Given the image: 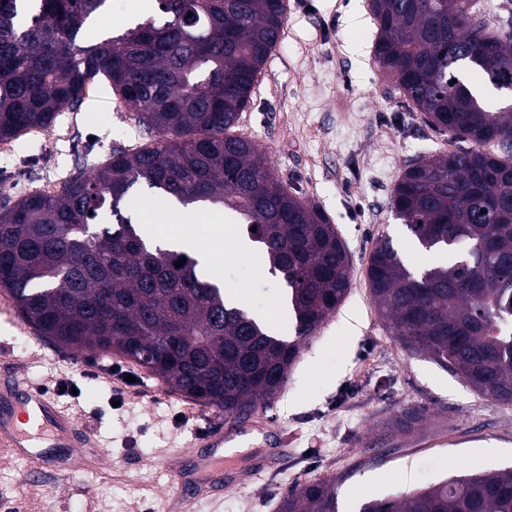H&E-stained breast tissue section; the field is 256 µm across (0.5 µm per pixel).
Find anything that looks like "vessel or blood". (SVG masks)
Returning <instances> with one entry per match:
<instances>
[{
    "label": "vessel or blood",
    "instance_id": "obj_1",
    "mask_svg": "<svg viewBox=\"0 0 512 512\" xmlns=\"http://www.w3.org/2000/svg\"><path fill=\"white\" fill-rule=\"evenodd\" d=\"M231 440L220 426L199 432L194 445L201 448L202 454L196 459V469L207 474L208 479L194 485L184 475L179 456L169 458L163 468V489L173 512H182L191 500L222 493L224 446ZM92 445L90 433L79 428L74 413L61 407L53 396L15 375L0 381V447L12 449L16 456L28 461L30 483H37L51 464V449L74 450L77 460L82 461L86 448Z\"/></svg>",
    "mask_w": 512,
    "mask_h": 512
}]
</instances>
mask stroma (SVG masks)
<instances>
[{
	"mask_svg": "<svg viewBox=\"0 0 512 512\" xmlns=\"http://www.w3.org/2000/svg\"><path fill=\"white\" fill-rule=\"evenodd\" d=\"M135 0H115L97 13L80 40L93 44L137 19ZM285 37L270 54L242 113L237 134L254 141L280 180L318 206L346 244L350 292L324 327L301 347L278 395L257 407L259 426L224 467L237 478L223 494L190 504L189 512H277L294 486L335 481L340 512L436 484L451 475L512 466V405L482 397L462 378L408 350L383 321L366 270L379 239L398 244L413 265L416 251L391 208L403 169L421 156L448 151L423 113L402 103L373 56L377 27L369 0H285ZM133 112L99 82L77 111L23 135L0 153V211L46 179L88 175L113 148L143 144ZM226 287L247 311L262 315L280 301L281 279L251 260L226 263ZM79 352L0 320V372L34 386L67 379L58 396L74 409L102 452L98 468L77 469L61 483L48 468L30 486L27 463L0 451V493L24 512H165L163 459H193L198 428L216 416L133 364L123 393L91 376ZM424 409L407 433L393 423ZM288 448L270 456L268 433Z\"/></svg>",
	"mask_w": 512,
	"mask_h": 512,
	"instance_id": "obj_1",
	"label": "stroma"
}]
</instances>
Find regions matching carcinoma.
<instances>
[{
	"label": "carcinoma",
	"mask_w": 512,
	"mask_h": 512,
	"mask_svg": "<svg viewBox=\"0 0 512 512\" xmlns=\"http://www.w3.org/2000/svg\"><path fill=\"white\" fill-rule=\"evenodd\" d=\"M109 0H0V142L51 126L101 79L149 140L115 148L58 193L0 213V289L41 337L124 356L170 390L238 419L283 388L301 344L344 301L345 244L328 217L235 133L286 23L284 0H156L158 12L88 46L78 34ZM374 55L399 96L454 147L403 171L397 219L367 280L379 314L417 354L483 396L512 403V18L490 30L482 0H370ZM480 72L485 82L468 80ZM456 83H451V80ZM247 221L285 285L294 338L224 299L190 254L151 242L122 213L137 190ZM181 267H175L180 259ZM279 512H339L336 484L288 491ZM359 512H512V469L451 476Z\"/></svg>",
	"instance_id": "1"
}]
</instances>
